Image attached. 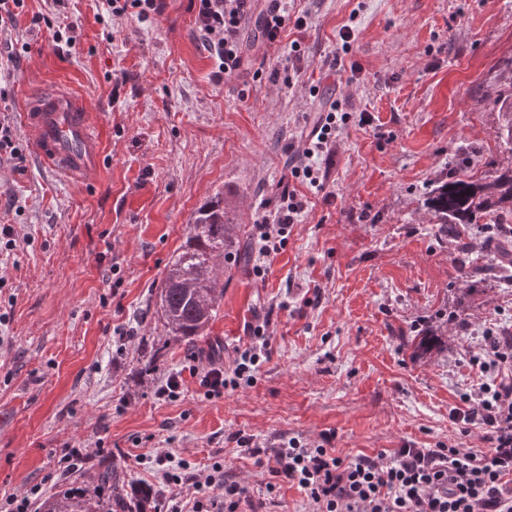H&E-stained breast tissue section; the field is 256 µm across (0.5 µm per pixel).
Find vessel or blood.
I'll use <instances>...</instances> for the list:
<instances>
[{
	"label": "vessel or blood",
	"instance_id": "vessel-or-blood-1",
	"mask_svg": "<svg viewBox=\"0 0 512 512\" xmlns=\"http://www.w3.org/2000/svg\"><path fill=\"white\" fill-rule=\"evenodd\" d=\"M20 118L42 165L81 184L96 182L105 150L81 100L66 92L43 90L28 97Z\"/></svg>",
	"mask_w": 512,
	"mask_h": 512
}]
</instances>
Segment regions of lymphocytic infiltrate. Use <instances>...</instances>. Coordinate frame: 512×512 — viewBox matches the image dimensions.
<instances>
[{
  "mask_svg": "<svg viewBox=\"0 0 512 512\" xmlns=\"http://www.w3.org/2000/svg\"><path fill=\"white\" fill-rule=\"evenodd\" d=\"M249 0H198L197 29L215 62L216 80L234 76L244 61L239 37ZM349 111L333 103L320 113L305 160L293 171L302 183L319 188L323 173L317 155L336 140ZM296 192L284 198L274 223L257 227L258 254L269 257L276 237L286 235L304 211ZM237 350L231 368L210 366L201 382L208 395L222 396L254 383L268 345L263 326ZM479 362L501 380L483 384L465 397L466 409L453 418L463 431L484 430L488 451L464 448H397L390 455L336 456L325 445L310 447L291 439L275 448H252L256 465L303 491L312 512H512V336L486 335Z\"/></svg>",
  "mask_w": 512,
  "mask_h": 512,
  "instance_id": "f902f5d3",
  "label": "lymphocytic infiltrate"
}]
</instances>
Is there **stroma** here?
<instances>
[{
    "label": "stroma",
    "instance_id": "35a3bbf8",
    "mask_svg": "<svg viewBox=\"0 0 512 512\" xmlns=\"http://www.w3.org/2000/svg\"><path fill=\"white\" fill-rule=\"evenodd\" d=\"M304 32L266 43L242 23L244 63L215 83L195 0H165L141 23L105 0H25L0 26V120L24 158L0 156V505L70 488L106 498L111 468L147 487L166 512L205 479L248 487L252 512H309L297 487L241 451L332 437L337 456L396 448L486 451L481 428L452 418L492 382L478 358L487 332L512 331V280L480 271L461 294L452 248L423 201L450 164L484 173L499 159L494 99L512 56V0H292ZM354 21L351 50L339 32ZM44 15L48 24H33ZM72 26L73 40L54 41ZM304 51L288 57L293 41ZM44 89L87 103L105 143L103 172L81 185L42 168L18 114ZM343 100L354 116L318 157L322 190L291 175L319 112ZM368 124H359L357 114ZM306 208L256 275L255 226L288 191ZM227 194L243 257L219 265L217 316L187 341L157 306L196 210ZM470 315L467 327L448 316ZM266 325L256 382L210 398L199 372L231 365L249 329ZM433 331L445 344L418 354ZM181 374L178 398L157 388ZM78 451L71 474L62 458ZM180 462L167 484L157 456Z\"/></svg>",
    "mask_w": 512,
    "mask_h": 512
}]
</instances>
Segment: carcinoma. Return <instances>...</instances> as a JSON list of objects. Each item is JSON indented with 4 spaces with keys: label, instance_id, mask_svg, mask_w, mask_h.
Here are the masks:
<instances>
[{
    "label": "carcinoma",
    "instance_id": "obj_1",
    "mask_svg": "<svg viewBox=\"0 0 512 512\" xmlns=\"http://www.w3.org/2000/svg\"><path fill=\"white\" fill-rule=\"evenodd\" d=\"M507 88L500 91L494 100L501 123L498 138L501 142L503 160L495 163L493 174L474 179L463 172L437 183L426 201L439 231L448 236L454 247L455 262L463 272L462 283L475 273L481 272L471 266L468 249L463 242L467 225L478 218H496L505 213L512 214V59L506 64ZM239 244L232 233V225L226 220L224 197L217 195L196 212L184 250L174 259L167 273L159 296V307L170 331L184 339L201 334L213 317L214 310L201 312L186 294L182 283H198L206 293L218 299L223 295L224 282L218 275H209L207 269L218 258L229 259L238 255ZM494 264L487 268L495 272L512 266V242L504 240L493 254ZM100 481L110 490V496L121 501L126 512H140L145 507L147 495L128 496L125 489L112 481V471L101 473ZM112 512L104 508L100 500L83 494L65 492L58 500L46 503L44 512Z\"/></svg>",
    "mask_w": 512,
    "mask_h": 512
}]
</instances>
